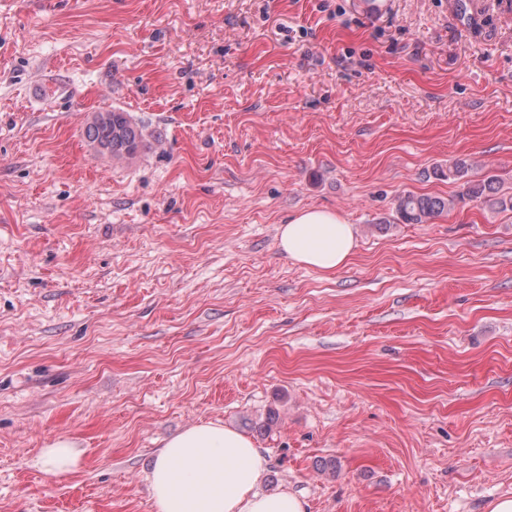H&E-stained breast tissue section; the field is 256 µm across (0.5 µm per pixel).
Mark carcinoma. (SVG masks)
<instances>
[{"instance_id": "cac0c4a2", "label": "carcinoma", "mask_w": 512, "mask_h": 512, "mask_svg": "<svg viewBox=\"0 0 512 512\" xmlns=\"http://www.w3.org/2000/svg\"><path fill=\"white\" fill-rule=\"evenodd\" d=\"M88 143L99 153L108 150L114 160H127L135 157L144 147L142 131L132 123L127 113L110 110L96 113L85 128ZM472 162L466 157H458L448 165V169L437 168L434 174L453 182L462 183L459 197L443 198L430 195L404 193L397 197L396 211L405 224H426L431 219L453 209L457 199L468 198L493 209L512 210V192L504 189L496 175L479 180L469 178Z\"/></svg>"}]
</instances>
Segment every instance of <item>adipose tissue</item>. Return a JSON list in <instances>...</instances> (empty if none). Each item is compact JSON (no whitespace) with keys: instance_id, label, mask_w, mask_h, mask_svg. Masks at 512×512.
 Masks as SVG:
<instances>
[{"instance_id":"obj_1","label":"adipose tissue","mask_w":512,"mask_h":512,"mask_svg":"<svg viewBox=\"0 0 512 512\" xmlns=\"http://www.w3.org/2000/svg\"><path fill=\"white\" fill-rule=\"evenodd\" d=\"M281 250L321 274L344 266L357 248L353 228L332 211L307 208L278 229ZM267 461L253 442L218 422L169 438L149 475L157 512H306L293 492L261 491Z\"/></svg>"}]
</instances>
